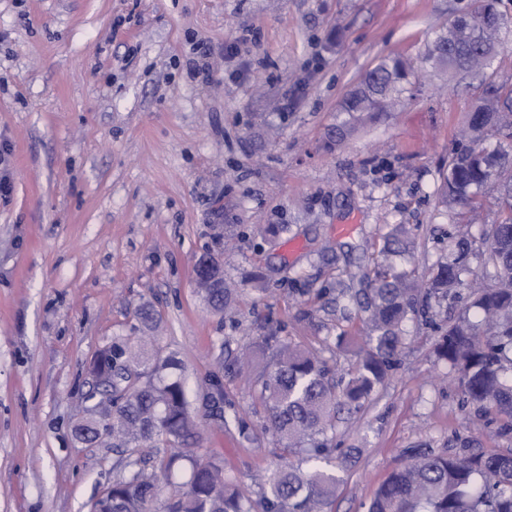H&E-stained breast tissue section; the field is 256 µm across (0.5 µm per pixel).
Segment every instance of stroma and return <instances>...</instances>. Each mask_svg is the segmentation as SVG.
Returning <instances> with one entry per match:
<instances>
[{"mask_svg": "<svg viewBox=\"0 0 512 512\" xmlns=\"http://www.w3.org/2000/svg\"><path fill=\"white\" fill-rule=\"evenodd\" d=\"M468 3L0 0V512H92L121 475L115 448L72 434L87 365L118 337L176 354L197 460L260 501L282 448L265 427L267 358L224 377L223 402L205 408L210 379L270 328L346 372L356 357L336 338L361 340L364 314L336 280L377 257L394 225L423 270L449 231L465 233L437 190L474 105L512 88V31L485 71L419 72L393 111L342 141L336 125L369 69L416 60ZM202 58L206 83L187 71ZM207 255L234 289L220 315L196 288ZM144 304L156 330L136 318ZM445 317L408 323L386 386L337 422L354 453L333 512H367L419 445L512 447L503 418L463 407L437 358Z\"/></svg>", "mask_w": 512, "mask_h": 512, "instance_id": "1", "label": "stroma"}]
</instances>
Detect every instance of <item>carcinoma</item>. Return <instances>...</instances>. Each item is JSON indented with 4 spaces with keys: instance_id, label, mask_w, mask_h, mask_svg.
Listing matches in <instances>:
<instances>
[{
    "instance_id": "obj_1",
    "label": "carcinoma",
    "mask_w": 512,
    "mask_h": 512,
    "mask_svg": "<svg viewBox=\"0 0 512 512\" xmlns=\"http://www.w3.org/2000/svg\"><path fill=\"white\" fill-rule=\"evenodd\" d=\"M497 0H470L468 11L439 32L422 56L423 67L453 75L490 67L499 53L500 30L487 31L477 11ZM414 71L396 58L380 60L342 101L349 121L336 127L343 139L364 115L385 112L414 85ZM495 103L472 112L473 144L454 153L439 189L440 202L457 218L477 215L483 188L502 182L498 221L479 236L448 233V254L426 279L398 267L413 248L410 230L398 225L369 277L366 341L354 368L342 376L322 356L283 336L259 337L271 370L262 381L267 428L284 441L282 461L268 474L263 512H332L348 455L336 454L330 433L342 410L357 411L382 388L404 349L406 326L431 298L452 299L466 291L468 310L448 322L436 344L462 395V404L504 417L512 429V90L493 91ZM492 130L499 147L489 151L480 135ZM479 259L477 267L470 258ZM207 305H230L228 287L198 282ZM477 320H472L469 310ZM180 362L160 352H136L125 340L100 350L89 363L98 379H112V447L134 456L151 442L171 449L164 465L190 466L184 489L164 512H252L250 495L224 476V466L198 463L185 447L195 425ZM410 460L380 485L368 512H512V448L486 454L465 441L450 453L414 448ZM112 512H154L157 476L134 468L112 482Z\"/></svg>"
}]
</instances>
